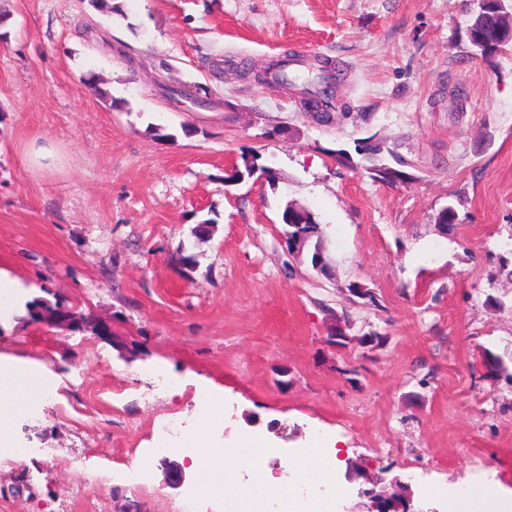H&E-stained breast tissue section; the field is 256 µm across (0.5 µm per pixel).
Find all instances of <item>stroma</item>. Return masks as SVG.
I'll return each instance as SVG.
<instances>
[{
	"mask_svg": "<svg viewBox=\"0 0 512 512\" xmlns=\"http://www.w3.org/2000/svg\"><path fill=\"white\" fill-rule=\"evenodd\" d=\"M112 3L0 0V272L19 283L0 367L59 391L14 421L24 458L0 463V512H226L161 445L172 416L202 443L265 435L277 476L314 431L338 439L342 506L397 484L417 512H441L432 487L511 490L512 382L484 361L512 367V50L473 54L469 0ZM288 57L340 70L331 124L253 80ZM197 86L202 107L183 95ZM375 141L406 180L362 167ZM31 142L53 145L52 171L22 160ZM251 153L273 180H234ZM289 204L322 225L330 276L289 253ZM36 299L92 322L35 323ZM202 384L224 392L212 434Z\"/></svg>",
	"mask_w": 512,
	"mask_h": 512,
	"instance_id": "obj_1",
	"label": "stroma"
}]
</instances>
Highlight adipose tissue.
Instances as JSON below:
<instances>
[{
    "instance_id": "1",
    "label": "adipose tissue",
    "mask_w": 512,
    "mask_h": 512,
    "mask_svg": "<svg viewBox=\"0 0 512 512\" xmlns=\"http://www.w3.org/2000/svg\"><path fill=\"white\" fill-rule=\"evenodd\" d=\"M43 385L38 374L29 367L12 366L8 376L0 377V446L12 447V425L20 408L41 399ZM270 450L269 443L260 437L244 436L222 447H206L192 455L193 468L203 471L207 482L220 491L237 484L240 471L251 472L254 481L246 490L253 502L270 501L278 497L282 485L267 473L258 471L257 461ZM503 488L486 483L449 490L446 512H501Z\"/></svg>"
}]
</instances>
